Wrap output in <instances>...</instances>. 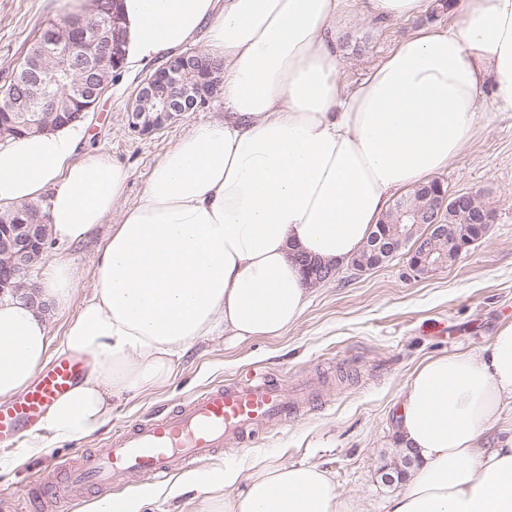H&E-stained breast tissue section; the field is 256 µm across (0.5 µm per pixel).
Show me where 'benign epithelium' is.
I'll list each match as a JSON object with an SVG mask.
<instances>
[{
    "label": "benign epithelium",
    "instance_id": "benign-epithelium-1",
    "mask_svg": "<svg viewBox=\"0 0 512 512\" xmlns=\"http://www.w3.org/2000/svg\"><path fill=\"white\" fill-rule=\"evenodd\" d=\"M124 63L121 17L116 0H102L96 19L84 23L69 21L45 37L38 48L39 71L36 80L25 86L20 94L0 102V112L6 122L0 124V133L14 132L18 127H43L55 114L72 111L90 112L107 88L106 76ZM223 84V70L200 52L180 54L159 67L140 87L129 111L128 126L139 135H149L176 120L185 112L195 111L207 104ZM419 195L428 200L427 210L419 211L409 205L400 207V218L392 234L375 235L354 263L363 271L377 266L399 251L404 240L423 219H434L431 242L409 252V265L418 276L428 275L447 265L441 242L448 229L435 218L450 206L472 214L471 223L477 231L456 243V252L462 253L482 239L493 221L492 213L479 204L473 193L452 191L436 194L425 185ZM8 257L7 272L0 274V297L23 294L27 302L37 304L40 296L25 291L14 282L15 277L29 266L32 253H46V234L40 224L24 223L16 234L0 239Z\"/></svg>",
    "mask_w": 512,
    "mask_h": 512
}]
</instances>
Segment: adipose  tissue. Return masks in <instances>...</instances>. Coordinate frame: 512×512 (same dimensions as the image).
Segmentation results:
<instances>
[{
	"mask_svg": "<svg viewBox=\"0 0 512 512\" xmlns=\"http://www.w3.org/2000/svg\"><path fill=\"white\" fill-rule=\"evenodd\" d=\"M427 2L119 0L126 67L204 41L223 66L224 117L188 130L115 224L128 168L85 150L84 124L0 139V208L40 204L59 245L106 232L83 298L70 260L41 272L42 298L78 306L60 341L38 308L0 298V398L26 389L52 352L89 360L26 455L92 438L113 399L167 384L196 343L285 333L307 305L298 255L355 256L393 191L457 158L480 126L484 88L512 112V0H459L458 23L417 31L341 80L338 17L355 7L407 19ZM509 398L512 323L481 352L419 362L395 412L397 445L419 467L387 512H512V434H489ZM193 490V512H363L329 471L282 456L246 474L180 476L166 495Z\"/></svg>",
	"mask_w": 512,
	"mask_h": 512,
	"instance_id": "obj_1",
	"label": "adipose tissue"
}]
</instances>
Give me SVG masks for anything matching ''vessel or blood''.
<instances>
[{
	"label": "vessel or blood",
	"mask_w": 512,
	"mask_h": 512,
	"mask_svg": "<svg viewBox=\"0 0 512 512\" xmlns=\"http://www.w3.org/2000/svg\"><path fill=\"white\" fill-rule=\"evenodd\" d=\"M80 374L79 360L55 361L33 386L0 403V442L34 433L46 409ZM312 391L306 383L285 388L261 376L209 387L115 432L105 448L70 462L65 482L54 480L55 468L47 466L51 478L43 494L62 512L68 500L92 487L102 491L128 477L160 482L177 469L202 468L224 446L243 443L296 413Z\"/></svg>",
	"instance_id": "b4317fda"
}]
</instances>
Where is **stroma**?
<instances>
[{
  "label": "stroma",
  "instance_id": "obj_1",
  "mask_svg": "<svg viewBox=\"0 0 512 512\" xmlns=\"http://www.w3.org/2000/svg\"><path fill=\"white\" fill-rule=\"evenodd\" d=\"M65 16L64 8L49 10L43 0H0V86L43 28ZM458 19L449 0H429L423 14L408 20L379 22L348 12L336 22L341 79H358L414 32ZM154 69L150 63L134 74L124 68L114 72L86 118L88 148L129 166V204L140 199L153 165L180 136L197 123L224 115L217 94L205 108L183 113L152 135L133 133L128 110ZM492 103L491 91H483L479 105L491 111V119L438 174L451 191L480 193L494 214L483 239L423 277L411 272L402 252L363 271L339 265L332 279L311 286L308 308L283 336L238 345L216 336L193 345L170 385L114 400L112 420L99 434L77 445L53 447L58 463L67 464L100 447L114 429L217 382L255 372L285 386L314 378L322 388L307 410L249 442L226 446L215 463H245L284 448L289 460L330 471L339 491L358 500L365 512H384L386 501L407 486L403 480L384 482L382 469L395 452V410L415 365L428 356L480 351L502 324L512 322V112H492ZM40 468L36 457L0 463V512H33L28 492Z\"/></svg>",
  "mask_w": 512,
  "mask_h": 512
}]
</instances>
